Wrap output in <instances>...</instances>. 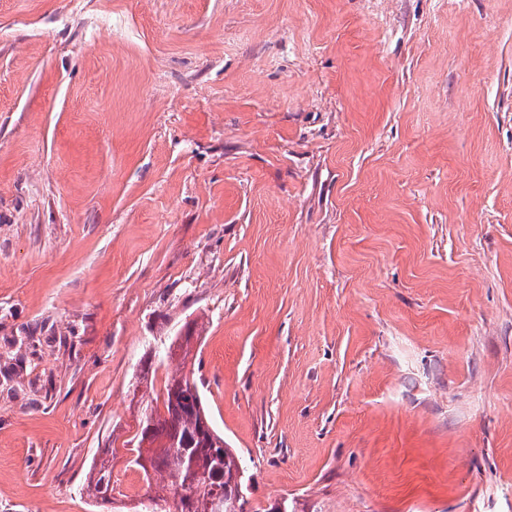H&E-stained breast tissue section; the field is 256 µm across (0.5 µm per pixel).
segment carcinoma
<instances>
[{
    "instance_id": "obj_1",
    "label": "carcinoma",
    "mask_w": 512,
    "mask_h": 512,
    "mask_svg": "<svg viewBox=\"0 0 512 512\" xmlns=\"http://www.w3.org/2000/svg\"><path fill=\"white\" fill-rule=\"evenodd\" d=\"M194 334L195 324L191 323L184 333L170 337L169 345L181 349L186 358ZM206 421L210 418L194 378L182 371L167 375L161 405L150 401L142 408L140 431L131 439L132 463L165 478V483L148 497V503L141 504L140 512H206L207 503L215 497L224 498V512H245L232 508L234 503L240 507L249 503L244 497L234 500L238 488L248 494L243 458L224 445V436L204 429ZM149 426L169 443L153 456L144 455L140 447L143 429ZM84 489L98 503L112 502L116 490L112 458L90 466Z\"/></svg>"
}]
</instances>
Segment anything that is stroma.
I'll return each mask as SVG.
<instances>
[{
  "mask_svg": "<svg viewBox=\"0 0 512 512\" xmlns=\"http://www.w3.org/2000/svg\"><path fill=\"white\" fill-rule=\"evenodd\" d=\"M147 364L253 512H512V0H0V512Z\"/></svg>",
  "mask_w": 512,
  "mask_h": 512,
  "instance_id": "1",
  "label": "stroma"
}]
</instances>
